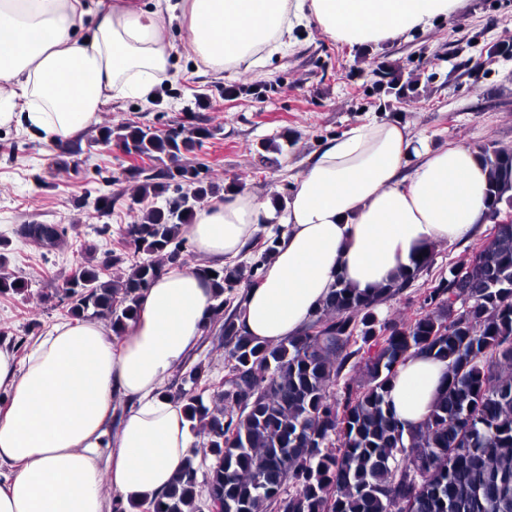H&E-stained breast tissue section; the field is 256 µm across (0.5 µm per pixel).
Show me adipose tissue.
<instances>
[{"label":"adipose tissue","instance_id":"obj_1","mask_svg":"<svg viewBox=\"0 0 512 512\" xmlns=\"http://www.w3.org/2000/svg\"><path fill=\"white\" fill-rule=\"evenodd\" d=\"M460 0H0V128L54 145L110 102L148 100L174 78L162 14L198 33L193 52L216 71L284 54L309 21L351 47L407 40ZM412 169H405L406 160ZM488 169L471 148L434 150L397 123L368 121L329 141L294 179L281 212L249 185L203 207L183 235L205 262L234 265L259 225L282 228L237 323L278 343L300 333L336 279L372 292L435 242L473 237L486 218ZM213 290L166 268L121 332L66 319L17 357L0 344V512H111L162 500L197 437L166 384L209 324ZM446 363L402 365L388 399L397 420H424ZM124 397V410L115 400Z\"/></svg>","mask_w":512,"mask_h":512}]
</instances>
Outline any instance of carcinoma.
I'll return each instance as SVG.
<instances>
[{"label":"carcinoma","instance_id":"cac0c4a2","mask_svg":"<svg viewBox=\"0 0 512 512\" xmlns=\"http://www.w3.org/2000/svg\"><path fill=\"white\" fill-rule=\"evenodd\" d=\"M396 99L416 90L399 69L377 72ZM212 137L194 114L167 130L129 121L103 126L97 143L117 142L144 176L135 202L166 196L127 225L134 252L87 261L63 287L73 318L131 319L162 266L184 250L180 229L200 204L233 185L202 176L187 155ZM490 168L487 210L512 208V150L478 148ZM19 234L47 251L66 242L58 224H23ZM249 267H198L215 288L213 316H224V389L209 388L202 366L182 378L192 429L205 432L201 461H191L153 512H203L206 498L223 512H512V224L479 246L484 256L470 282L453 269L426 289L421 312L405 323L381 322L377 309L434 263L427 251L396 284L367 295L337 280L298 336L268 345L242 334L233 308L236 288L254 280L273 249ZM146 257H138L139 253ZM29 281L0 273V294H23ZM375 350L363 356L368 343ZM428 355L448 362L446 386L413 428L390 414L388 388L406 360Z\"/></svg>","mask_w":512,"mask_h":512}]
</instances>
